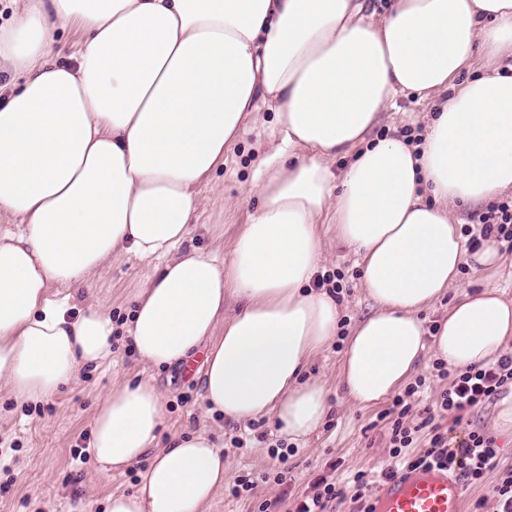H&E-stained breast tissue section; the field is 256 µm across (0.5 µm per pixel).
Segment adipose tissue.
Returning <instances> with one entry per match:
<instances>
[{"mask_svg": "<svg viewBox=\"0 0 512 512\" xmlns=\"http://www.w3.org/2000/svg\"><path fill=\"white\" fill-rule=\"evenodd\" d=\"M67 27L80 40L60 63ZM481 55L512 59V0H25L0 27V62L24 76L0 100V213L19 221L0 225V383L46 400L111 358L107 310L70 315L49 290L123 250L155 264L127 328L140 359L171 367L206 349L207 412L268 417L307 443L330 391L305 371L340 320L312 285L326 224L375 304L343 341L356 406L390 397L429 349L455 370L495 364L512 340L499 288L458 289L435 327L421 317L462 265L501 261L495 239L468 248L458 221L512 193V74L459 79ZM411 95L435 106L421 142L373 137ZM262 104L279 145L253 175L257 208L230 257L186 246L197 186ZM166 421L147 381L99 401V475L148 461L107 512H203L223 488V448L205 431L161 443Z\"/></svg>", "mask_w": 512, "mask_h": 512, "instance_id": "ef3b65f1", "label": "adipose tissue"}]
</instances>
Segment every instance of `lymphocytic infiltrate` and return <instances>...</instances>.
I'll list each match as a JSON object with an SVG mask.
<instances>
[{
  "label": "lymphocytic infiltrate",
  "instance_id": "obj_1",
  "mask_svg": "<svg viewBox=\"0 0 512 512\" xmlns=\"http://www.w3.org/2000/svg\"><path fill=\"white\" fill-rule=\"evenodd\" d=\"M434 368L438 378L447 381L448 386L432 406L421 404L426 389V380L421 377L396 395L380 414L390 430V464L374 475L356 471L350 474L347 486L343 487L330 476L331 471L339 467L338 462H331L328 473L317 476L308 492L298 497L295 512H329L334 502L345 500L354 504L355 512H375L370 489L406 472L438 467L459 473L473 483L496 468L498 447L491 435L471 431L460 439L451 437L444 419L451 413L463 418L499 395L504 387L511 386L512 352L489 366L474 365L453 373L439 361ZM414 414L419 420L413 424L409 418ZM422 431L428 434L427 443L421 449H414L416 435Z\"/></svg>",
  "mask_w": 512,
  "mask_h": 512
}]
</instances>
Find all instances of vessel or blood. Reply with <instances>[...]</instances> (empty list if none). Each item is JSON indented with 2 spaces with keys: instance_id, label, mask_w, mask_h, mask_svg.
I'll return each instance as SVG.
<instances>
[{
  "instance_id": "vessel-or-blood-1",
  "label": "vessel or blood",
  "mask_w": 512,
  "mask_h": 512,
  "mask_svg": "<svg viewBox=\"0 0 512 512\" xmlns=\"http://www.w3.org/2000/svg\"><path fill=\"white\" fill-rule=\"evenodd\" d=\"M377 512H462L459 479L447 470H417L381 485Z\"/></svg>"
}]
</instances>
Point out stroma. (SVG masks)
Segmentation results:
<instances>
[{"label":"stroma","mask_w":512,"mask_h":512,"mask_svg":"<svg viewBox=\"0 0 512 512\" xmlns=\"http://www.w3.org/2000/svg\"><path fill=\"white\" fill-rule=\"evenodd\" d=\"M430 104L416 98H400L394 109L382 112L375 135L410 131L421 137V117ZM275 116L267 106H259L250 117L238 142L226 152L223 164L209 182L197 188L198 207L187 243L208 251L230 254L242 224L248 222L257 204L251 180L264 157L274 148ZM328 253L325 265L341 288L340 332L348 334L360 319L374 310L359 282L356 257L336 242L332 225L324 227ZM154 265L123 251L115 252L94 275L87 287L78 289L72 302L74 311L87 305L105 304L112 316L117 348L112 359L96 368L82 369L77 378L48 400L21 401L0 385V512H106L108 492L127 490L136 478L137 467L111 478H101L94 462L76 466L71 451L81 445L82 434L91 432L96 405L124 378L152 381L167 408L166 436L207 430L224 449L230 466L224 471V491L204 512H255L260 500L278 497L283 489L304 491L326 463L340 460L351 470H379L390 463L388 429L379 423V407H355L339 384L341 353L329 344L311 360L307 374L322 379L331 394L332 411L320 431L307 444L295 446L287 462L272 457L271 449L280 437L269 418L257 420L255 427L230 423L207 415L200 375H187L183 367L153 368L143 363L128 346L127 325L133 312V294L152 274ZM459 283L466 288L486 285L501 288L512 299V254H504L501 266L491 269L461 267ZM495 402H486L466 414L456 436L468 431L495 434ZM246 435L245 447L234 448L232 437ZM496 436L498 467L481 481L463 483V512H495V487L500 473L512 469V434ZM288 472V486L278 485L275 475ZM258 482L253 498H234L229 490L242 475Z\"/></svg>","instance_id":"obj_1"}]
</instances>
